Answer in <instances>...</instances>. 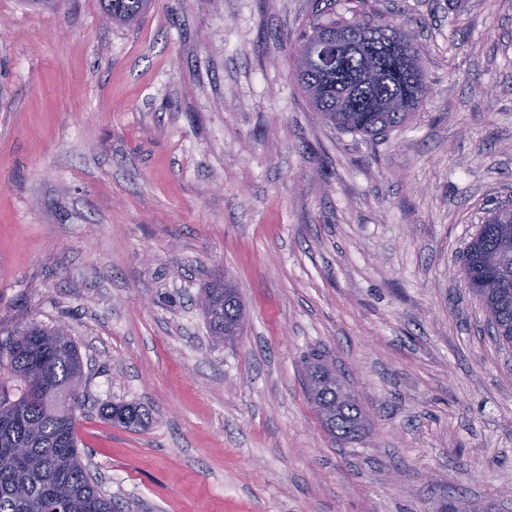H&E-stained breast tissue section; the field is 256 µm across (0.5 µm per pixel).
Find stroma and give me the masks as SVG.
Wrapping results in <instances>:
<instances>
[{
  "label": "stroma",
  "instance_id": "35a3bbf8",
  "mask_svg": "<svg viewBox=\"0 0 512 512\" xmlns=\"http://www.w3.org/2000/svg\"><path fill=\"white\" fill-rule=\"evenodd\" d=\"M326 0H0V327H65L78 446L122 512H512V347L461 257L512 199V0H377L428 90L369 140L323 122L290 50ZM229 279L238 341L198 305ZM368 418L332 437L303 363ZM134 403L144 426L101 419ZM103 14L113 24L133 26L151 4L150 0H100ZM210 297L219 300L220 306L213 314L203 308L209 332L212 341L224 343V322L231 324L237 321L244 314L243 308L235 288L224 300V280L216 279L204 288L202 300Z\"/></svg>",
  "mask_w": 512,
  "mask_h": 512
}]
</instances>
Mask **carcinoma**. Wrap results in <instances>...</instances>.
<instances>
[{"mask_svg": "<svg viewBox=\"0 0 512 512\" xmlns=\"http://www.w3.org/2000/svg\"><path fill=\"white\" fill-rule=\"evenodd\" d=\"M351 3L349 19L309 21L291 48L293 78L314 111L334 128L365 136L404 126L423 101L426 74L411 36L394 22L365 21L369 0ZM112 23L134 25L151 0H100ZM346 36L348 48L334 71L306 67L303 58L317 41ZM512 209L497 206L480 225L463 260L467 287L487 313L494 339L512 346ZM220 302L204 311L216 343L224 324L243 316L237 292L224 296V281L204 288ZM0 344V370L19 382V397L0 396V512H120L94 481L78 448L76 413L83 405L84 369L77 346L62 328L30 324L8 332ZM309 398L328 432L349 440L366 428V414L340 394L341 382L320 359L307 366ZM100 417L126 428L143 425L146 412L134 404H106ZM25 448L20 456L16 449Z\"/></svg>", "mask_w": 512, "mask_h": 512, "instance_id": "carcinoma-1", "label": "carcinoma"}]
</instances>
